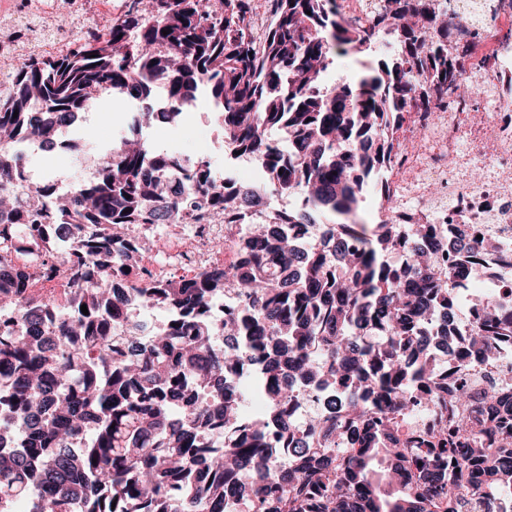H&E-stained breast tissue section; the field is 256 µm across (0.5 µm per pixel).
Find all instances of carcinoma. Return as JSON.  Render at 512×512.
I'll return each instance as SVG.
<instances>
[{"mask_svg":"<svg viewBox=\"0 0 512 512\" xmlns=\"http://www.w3.org/2000/svg\"><path fill=\"white\" fill-rule=\"evenodd\" d=\"M252 2L130 0L101 35L57 27L73 46L61 58L34 51L45 36L38 15L22 23L20 45L30 52L0 78L8 141L55 147L67 118L91 110L103 92L142 101L161 93L166 123L175 124L203 91L225 139L257 162L262 179L223 188L209 156L187 159L125 137L97 176L68 194L51 180H26L23 156L0 147V213L17 216L0 236L11 244L33 229H65L79 238L80 254L48 270L73 282L88 310L47 332L37 317L42 305L29 308L20 292L0 290L20 307V334L0 332V379L12 390L0 410V505L35 485L47 494L35 512H169L174 489L209 512L230 497L255 512H499L498 500L512 493V447H494L492 428L464 436L452 420L417 452L393 434L409 384L441 389L433 337L421 326L451 307L458 270L417 248L404 267L390 261L399 242L387 224L370 225L341 275L334 264L339 240L366 231L356 215L394 150L392 118L434 91L464 86L448 26L436 24L431 0H388L391 8L365 27L346 20L337 0H272L257 47L245 32ZM359 53L375 60L357 80L324 82L334 58ZM283 193L301 200L299 214L271 208L270 198ZM212 205L224 209L226 224L261 225L240 240L233 271L112 285L114 272L141 263L131 244L138 225L164 224L173 213L190 224ZM322 219L338 242L295 250L286 225ZM457 247L463 270L482 275L477 247ZM270 254L283 277L266 275ZM228 287L239 304L224 315V350L215 351L211 303ZM132 300L178 310L182 320L149 342L112 334ZM509 339L512 321L488 303L462 343L490 354ZM246 340L261 353L264 423L242 420L243 395L224 389ZM350 378L375 386L381 404L357 401L346 410L328 400L329 416L309 425L320 447H307L290 426L294 383L325 388ZM198 386L217 408L199 401ZM466 400L508 397L494 384L474 396L463 383L448 396L453 406ZM204 431L223 436L220 450L199 446ZM281 448L295 455L287 470L274 467ZM382 457L391 461L386 494L373 470Z\"/></svg>","mask_w":512,"mask_h":512,"instance_id":"cac0c4a2","label":"carcinoma"}]
</instances>
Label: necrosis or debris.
<instances>
[{
    "instance_id": "necrosis-or-debris-1",
    "label": "necrosis or debris",
    "mask_w": 512,
    "mask_h": 512,
    "mask_svg": "<svg viewBox=\"0 0 512 512\" xmlns=\"http://www.w3.org/2000/svg\"><path fill=\"white\" fill-rule=\"evenodd\" d=\"M449 50L458 51L460 72L470 93L445 96L427 112L401 113L393 128L396 149L375 176L380 186L381 223L391 225L396 239L431 254L437 265L454 260L455 242L482 237L495 249L483 252L484 275L462 281L448 323L468 332L479 317V305L492 302L512 313V0H448ZM248 224H228L216 208L198 223L171 224L166 264L153 259L154 227L139 225L135 242L143 255L130 279H164L178 270L193 279L204 267L228 268L236 263V243L251 232ZM73 237H30L23 249L0 252V267L31 266L50 252L73 256ZM24 295L43 292L49 305L45 325L75 305L74 287L40 272L22 283ZM445 387L466 382L475 391L495 383L512 391V343L494 355L457 347L443 358ZM409 404L401 419L404 435L423 439L441 422L442 400L410 385Z\"/></svg>"
}]
</instances>
